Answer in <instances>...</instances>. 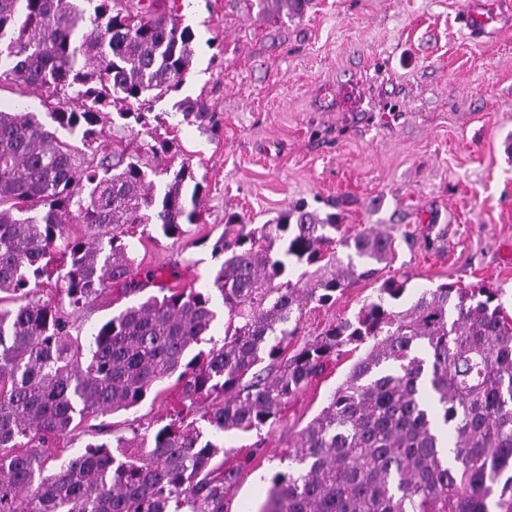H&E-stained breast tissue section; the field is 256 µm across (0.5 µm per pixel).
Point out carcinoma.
<instances>
[{"instance_id":"cac0c4a2","label":"carcinoma","mask_w":512,"mask_h":512,"mask_svg":"<svg viewBox=\"0 0 512 512\" xmlns=\"http://www.w3.org/2000/svg\"><path fill=\"white\" fill-rule=\"evenodd\" d=\"M167 4L0 0V82L46 95L43 112L0 107V512H224L255 450L229 459L221 436L272 426L347 347L361 355L296 434L260 512H512V317L500 289L441 284L404 309L407 281L390 277L353 318L288 352L304 308L379 274L392 255L381 231L349 235L336 214L295 204L217 241L224 259L206 287L162 286L82 338L77 313L115 286L142 290L130 238L150 224L181 235L201 213L192 165L175 164L168 141L129 152L105 129L119 104L122 120L163 123L152 103L192 65L193 34ZM308 4L257 0L258 15ZM180 111L209 129L204 103ZM148 155L160 162L146 166ZM72 223L88 234H65ZM47 281L60 298L39 296ZM171 378L166 424L131 423L132 436L90 442L45 474L75 420L130 411Z\"/></svg>"}]
</instances>
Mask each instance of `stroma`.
I'll use <instances>...</instances> for the list:
<instances>
[{"label": "stroma", "instance_id": "stroma-1", "mask_svg": "<svg viewBox=\"0 0 512 512\" xmlns=\"http://www.w3.org/2000/svg\"><path fill=\"white\" fill-rule=\"evenodd\" d=\"M178 2L193 66L153 111L175 127L172 150L190 160L204 210L183 235L133 240L138 263L166 287H202L234 220L257 227L303 201L348 233L389 234L383 277L498 288L512 316V0H311L303 16L274 18L256 0ZM185 99L206 102L216 132L183 123ZM377 286L361 280L332 306L306 308L297 343ZM354 361L327 364L273 426L225 434V448L258 454L224 512H258L297 432ZM160 389L106 424H165L176 391Z\"/></svg>", "mask_w": 512, "mask_h": 512}]
</instances>
